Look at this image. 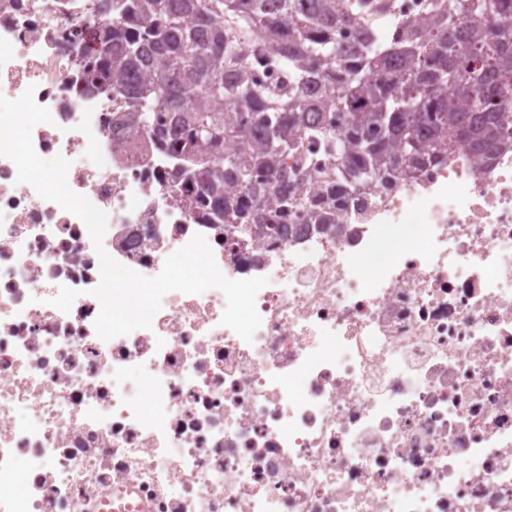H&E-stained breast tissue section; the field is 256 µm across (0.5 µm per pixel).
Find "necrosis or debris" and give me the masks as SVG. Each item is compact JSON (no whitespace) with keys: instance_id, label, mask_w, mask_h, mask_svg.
Here are the masks:
<instances>
[{"instance_id":"1","label":"necrosis or debris","mask_w":512,"mask_h":512,"mask_svg":"<svg viewBox=\"0 0 512 512\" xmlns=\"http://www.w3.org/2000/svg\"><path fill=\"white\" fill-rule=\"evenodd\" d=\"M98 2L0 0V94L49 110L33 147L107 213L113 259L154 276L203 235L225 277L267 278L261 325L222 326L211 288L102 340L86 225L0 156V473L24 472L0 512H101L129 488L130 512H512V125L358 196L301 146L278 234L215 224L124 97L85 82Z\"/></svg>"}]
</instances>
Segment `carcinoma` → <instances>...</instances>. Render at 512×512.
Wrapping results in <instances>:
<instances>
[{
  "mask_svg": "<svg viewBox=\"0 0 512 512\" xmlns=\"http://www.w3.org/2000/svg\"><path fill=\"white\" fill-rule=\"evenodd\" d=\"M379 0H100L116 20L101 28L86 80L125 95L149 141L197 176L214 224L278 229L253 209L257 198L284 211L293 191L281 159L297 131L344 160L347 185L363 190L394 172L411 175L456 144L490 149L512 123V0H431L425 24H389L378 34ZM255 45L288 84L253 78L237 45ZM333 106L345 116L341 141L306 127V113ZM173 113L185 136L166 139L151 122ZM263 123L242 135L241 112ZM239 148L224 154V141ZM247 196L228 202L224 180Z\"/></svg>",
  "mask_w": 512,
  "mask_h": 512,
  "instance_id": "1",
  "label": "carcinoma"
}]
</instances>
